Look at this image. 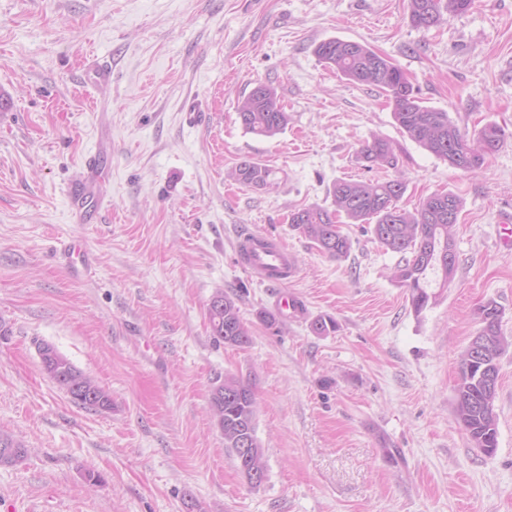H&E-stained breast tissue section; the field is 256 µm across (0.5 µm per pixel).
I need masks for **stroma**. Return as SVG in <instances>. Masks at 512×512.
<instances>
[{"label": "stroma", "instance_id": "1", "mask_svg": "<svg viewBox=\"0 0 512 512\" xmlns=\"http://www.w3.org/2000/svg\"><path fill=\"white\" fill-rule=\"evenodd\" d=\"M336 37L388 57L460 129L503 127L502 147L481 169L449 167L381 91L318 60ZM99 64L112 70L102 90L86 78ZM260 81L289 115L268 139L236 111ZM374 136L399 158L403 208L435 191L464 203L454 278L419 312L368 225H342L352 248L336 261L288 224L330 206L336 179L381 177L357 156ZM96 153L98 211L80 222L69 192ZM245 158L274 170L273 190L225 181ZM247 230L287 246L286 286L240 263ZM71 243L89 269H67ZM218 293L236 298L248 345L214 342ZM285 294L302 311L282 309ZM489 300L511 338L512 0H475L428 30L407 0H0V429L29 448L0 466L15 512H512V348L495 454L454 418L458 360ZM321 315L336 332H312ZM43 343L111 409L74 404L44 372ZM227 375L258 401L257 488L209 413Z\"/></svg>", "mask_w": 512, "mask_h": 512}]
</instances>
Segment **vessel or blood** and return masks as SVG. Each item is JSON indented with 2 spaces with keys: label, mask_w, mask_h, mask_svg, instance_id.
<instances>
[{
  "label": "vessel or blood",
  "mask_w": 512,
  "mask_h": 512,
  "mask_svg": "<svg viewBox=\"0 0 512 512\" xmlns=\"http://www.w3.org/2000/svg\"><path fill=\"white\" fill-rule=\"evenodd\" d=\"M85 170L87 177L74 192V204L80 213L90 209L95 201L96 157L87 159ZM236 252L242 265L262 279L285 284L296 274V263L286 247L265 236L249 232L242 234L237 241Z\"/></svg>",
  "instance_id": "b4317fda"
}]
</instances>
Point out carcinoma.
I'll use <instances>...</instances> for the list:
<instances>
[{"mask_svg":"<svg viewBox=\"0 0 512 512\" xmlns=\"http://www.w3.org/2000/svg\"><path fill=\"white\" fill-rule=\"evenodd\" d=\"M473 4L474 0H408L410 22L427 30L439 25L443 14L461 15ZM315 54L347 80L384 91L392 102L397 125L411 140L453 168L478 169L503 144L505 133L496 124L485 125L472 139L452 122L447 112L422 105L404 71L368 46L330 38L316 46ZM236 111L243 130L258 137H274L288 126V112L275 88L263 82L238 101ZM357 155L379 168L397 166L394 149L384 139L373 138L361 146ZM225 177L249 190L274 186L273 169L251 159L236 163ZM406 189L400 175L366 181L338 179L329 189L331 207L297 209L288 216V224L312 241L321 253L335 259L347 257L351 250V241L342 233L340 223L369 225L382 247L401 255L391 270V278L409 291L411 305L419 312L432 299L427 291L430 276L441 278L443 288L455 275L456 226L463 200L452 192H434L409 211L397 205ZM478 314L486 315L481 321V344L474 349L465 348L458 373L480 371L482 378L454 385L455 417L474 447L491 456L498 445V415L486 407L484 378H490L493 388H498L499 359L512 341L502 333L503 311L496 302H485L478 308ZM207 317L215 341L235 347L249 344V327L232 297L214 295L207 307ZM310 327L323 336L336 331L337 323L330 316H319ZM39 354L44 372L73 403L102 410L112 408L109 392L53 345L42 344ZM209 411L238 469L267 471L264 450L256 435L258 403L251 386L234 376L215 380L209 395ZM27 453L28 448L21 440L0 430V465H13Z\"/></svg>","mask_w":512,"mask_h":512,"instance_id":"cac0c4a2","label":"carcinoma"}]
</instances>
